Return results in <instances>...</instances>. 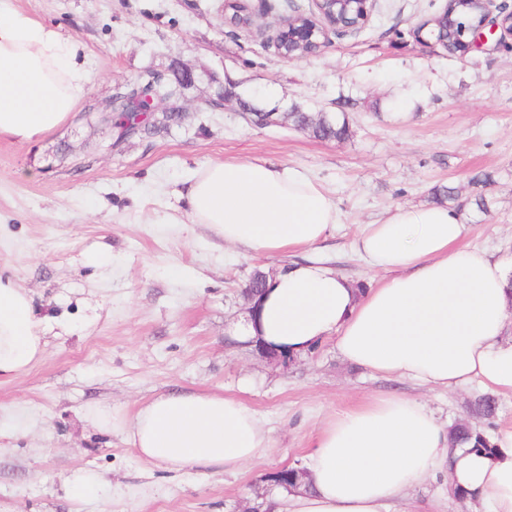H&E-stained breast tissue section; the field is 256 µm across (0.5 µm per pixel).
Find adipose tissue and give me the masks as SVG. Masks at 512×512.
Returning <instances> with one entry per match:
<instances>
[{
	"label": "adipose tissue",
	"mask_w": 512,
	"mask_h": 512,
	"mask_svg": "<svg viewBox=\"0 0 512 512\" xmlns=\"http://www.w3.org/2000/svg\"><path fill=\"white\" fill-rule=\"evenodd\" d=\"M79 53L76 39L0 0V139L28 143L67 122L91 82ZM186 195L192 223L247 253L313 247L340 221L322 184L292 165L212 162ZM464 230L457 210L398 208L355 240L383 271L377 284L357 287L318 259L291 261L237 333L299 359L331 340L373 374L448 393L473 384L512 393V271L488 251L459 247ZM39 326L28 291L0 278V380L42 358ZM91 421L121 425L142 459L171 471L232 472L274 449L255 412L214 392L164 394L131 421L109 409ZM491 443L489 453L454 446L422 402L374 397L326 421L307 455L309 486L266 498L262 512H444L439 501L415 509L407 501L408 490L439 480L475 512H512V431Z\"/></svg>",
	"instance_id": "ef3b65f1"
}]
</instances>
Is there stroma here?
<instances>
[{
  "instance_id": "35a3bbf8",
  "label": "stroma",
  "mask_w": 512,
  "mask_h": 512,
  "mask_svg": "<svg viewBox=\"0 0 512 512\" xmlns=\"http://www.w3.org/2000/svg\"><path fill=\"white\" fill-rule=\"evenodd\" d=\"M77 39L92 77L76 113L33 143L0 140V275L25 288L43 319V358L0 381V512H235L271 494L266 476L304 462L323 422L370 398L398 393L444 421L466 418L479 388L442 393L345 362L323 342L288 368L230 336L257 269L288 256L241 255L191 223L185 190L212 161L256 159L301 167L328 190L339 228L310 251L362 283L353 249L362 225L399 207L433 204L454 188L462 245L512 261V45L460 59L409 30L446 0H379L362 32L332 39L309 60L267 48L286 0H250L254 23L224 24V0H15ZM191 69L179 104L191 122L138 134L112 149L100 107L145 71ZM233 89L223 108L206 104ZM284 113H346L349 140L318 139L281 121L246 123L240 100ZM483 194L487 210L472 204ZM192 390L234 396L275 441L234 473L146 461L90 410L133 416L154 396ZM87 470L99 481L71 485Z\"/></svg>"
}]
</instances>
